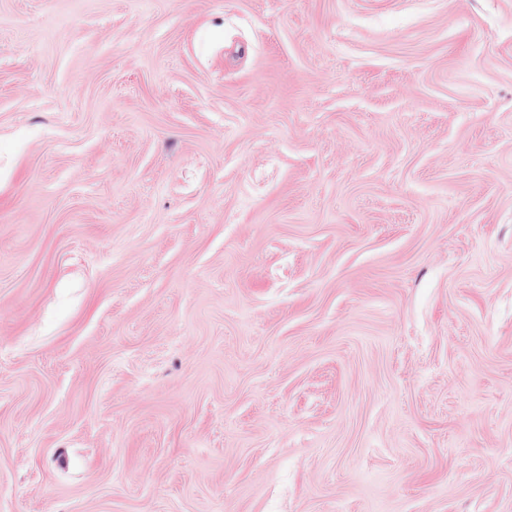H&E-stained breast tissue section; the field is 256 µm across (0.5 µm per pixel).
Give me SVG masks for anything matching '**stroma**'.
I'll list each match as a JSON object with an SVG mask.
<instances>
[{
  "mask_svg": "<svg viewBox=\"0 0 512 512\" xmlns=\"http://www.w3.org/2000/svg\"><path fill=\"white\" fill-rule=\"evenodd\" d=\"M0 512H512V0H0Z\"/></svg>",
  "mask_w": 512,
  "mask_h": 512,
  "instance_id": "35a3bbf8",
  "label": "stroma"
}]
</instances>
